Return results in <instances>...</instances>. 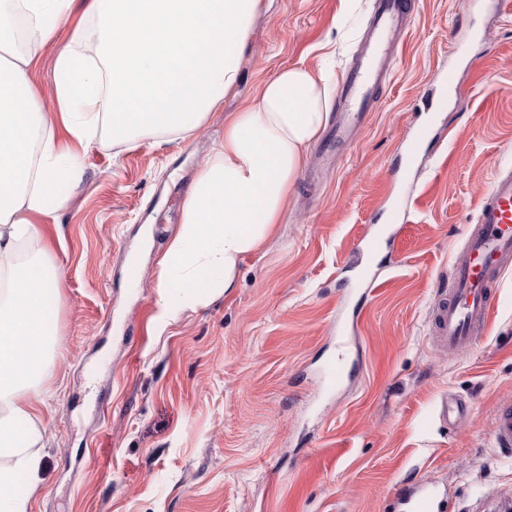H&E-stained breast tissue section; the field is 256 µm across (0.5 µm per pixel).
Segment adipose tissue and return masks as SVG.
Listing matches in <instances>:
<instances>
[{"label":"adipose tissue","mask_w":512,"mask_h":512,"mask_svg":"<svg viewBox=\"0 0 512 512\" xmlns=\"http://www.w3.org/2000/svg\"><path fill=\"white\" fill-rule=\"evenodd\" d=\"M0 0V512L41 483L43 386L61 270L46 222L84 179L98 129L112 143L193 137L236 93L263 0ZM66 42H59L61 29ZM53 48L54 94L31 70ZM333 57L282 69L224 118L158 262L155 319L179 322L227 294L242 258L281 223L309 144L324 128Z\"/></svg>","instance_id":"obj_1"}]
</instances>
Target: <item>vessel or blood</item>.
Instances as JSON below:
<instances>
[{"mask_svg": "<svg viewBox=\"0 0 512 512\" xmlns=\"http://www.w3.org/2000/svg\"><path fill=\"white\" fill-rule=\"evenodd\" d=\"M410 14L408 0H375L369 31L353 66L341 80L342 118L331 134L336 144H345L363 123L366 113L375 111L376 91L389 78L393 65L389 51L391 39L405 28ZM385 246L386 238L380 233L359 240L357 249L367 260L359 271L361 281H368V264L377 259ZM509 265H512L511 171L494 180L467 235L464 256L449 272L448 293L433 310L432 335L436 347L462 350L485 333L497 304L490 283L497 272ZM346 366L344 356L331 358L322 369V384L330 390L338 388ZM494 431L499 445L512 446V405L500 409ZM445 503V496L432 484L411 483L402 489L396 508L398 512H444Z\"/></svg>", "mask_w": 512, "mask_h": 512, "instance_id": "obj_1", "label": "vessel or blood"}]
</instances>
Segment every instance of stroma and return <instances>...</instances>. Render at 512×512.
Returning <instances> with one entry per match:
<instances>
[{"label":"stroma","mask_w":512,"mask_h":512,"mask_svg":"<svg viewBox=\"0 0 512 512\" xmlns=\"http://www.w3.org/2000/svg\"><path fill=\"white\" fill-rule=\"evenodd\" d=\"M372 9L272 0L238 96L193 138L96 139L48 230L62 305L30 512H393L403 485L424 481L445 488L446 512H504L512 449L494 419L512 404V266L469 348L437 351L432 311L495 176L512 169V13L418 0L371 120L338 156L310 144L283 223L235 288L166 329L153 322L157 262L225 113L327 49L343 76ZM450 70L460 92L447 98ZM380 229L376 289L362 295L355 245ZM341 350L353 371L329 391L321 369ZM451 395L468 409L448 423Z\"/></svg>","instance_id":"stroma-1"}]
</instances>
